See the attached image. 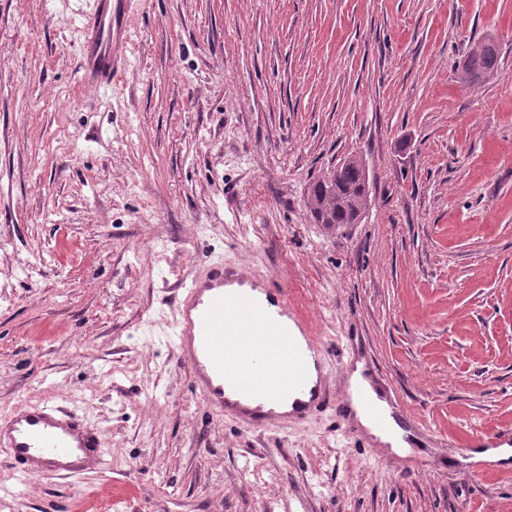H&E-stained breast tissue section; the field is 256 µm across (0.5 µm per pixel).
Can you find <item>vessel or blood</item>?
Returning a JSON list of instances; mask_svg holds the SVG:
<instances>
[{
  "mask_svg": "<svg viewBox=\"0 0 512 512\" xmlns=\"http://www.w3.org/2000/svg\"><path fill=\"white\" fill-rule=\"evenodd\" d=\"M127 0H93L80 30V80L111 83L119 72L117 51L128 38L123 24ZM178 316L171 325L179 359L192 372V386L211 411L248 430L276 431L322 407H333L344 437L360 431L351 405L381 431L392 433L390 416L403 430L417 423L402 417L391 390L371 396L351 391L347 373L335 370L312 325L292 307L288 292L262 276L217 260L174 297ZM512 446V431L472 435L473 448ZM0 447L13 474L75 477L108 467L104 434L81 407L50 401L22 404L0 418Z\"/></svg>",
  "mask_w": 512,
  "mask_h": 512,
  "instance_id": "vessel-or-blood-1",
  "label": "vessel or blood"
}]
</instances>
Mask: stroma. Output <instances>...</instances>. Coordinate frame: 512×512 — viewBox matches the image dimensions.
Segmentation results:
<instances>
[{"label":"stroma","mask_w":512,"mask_h":512,"mask_svg":"<svg viewBox=\"0 0 512 512\" xmlns=\"http://www.w3.org/2000/svg\"><path fill=\"white\" fill-rule=\"evenodd\" d=\"M89 0H0V417L85 407L109 468L17 481L0 512H512L459 441L512 427V0H128L125 70L78 82ZM493 37L497 74L459 80ZM372 204L328 230L347 158ZM287 289L341 366L369 354L443 439L405 470L332 411H208L172 337L214 260ZM307 206L317 223L328 228L359 223L370 206L361 161L349 158L314 181Z\"/></svg>","instance_id":"stroma-1"}]
</instances>
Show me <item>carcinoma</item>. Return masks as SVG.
<instances>
[{
	"instance_id": "carcinoma-1",
	"label": "carcinoma",
	"mask_w": 512,
	"mask_h": 512,
	"mask_svg": "<svg viewBox=\"0 0 512 512\" xmlns=\"http://www.w3.org/2000/svg\"><path fill=\"white\" fill-rule=\"evenodd\" d=\"M498 67V46L489 39H481L471 45L458 78L464 84L474 85L496 73ZM307 206L317 223L328 228L359 223L370 206L361 161L349 158L314 181Z\"/></svg>"
}]
</instances>
